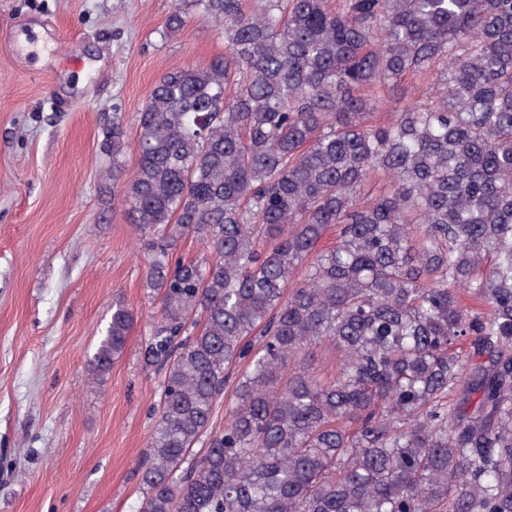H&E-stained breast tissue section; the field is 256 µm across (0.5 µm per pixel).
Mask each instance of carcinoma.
<instances>
[{
    "instance_id": "1",
    "label": "carcinoma",
    "mask_w": 512,
    "mask_h": 512,
    "mask_svg": "<svg viewBox=\"0 0 512 512\" xmlns=\"http://www.w3.org/2000/svg\"><path fill=\"white\" fill-rule=\"evenodd\" d=\"M188 6L224 55L155 83L132 173L101 145L158 299L137 512H512V0Z\"/></svg>"
}]
</instances>
